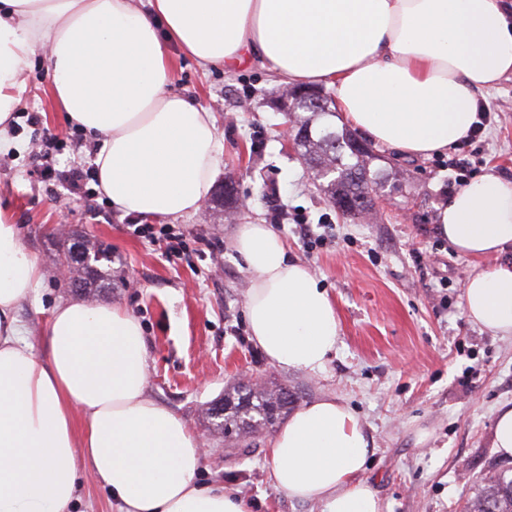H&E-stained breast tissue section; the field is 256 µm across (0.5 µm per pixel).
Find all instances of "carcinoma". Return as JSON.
<instances>
[{"label": "carcinoma", "mask_w": 512, "mask_h": 512, "mask_svg": "<svg viewBox=\"0 0 512 512\" xmlns=\"http://www.w3.org/2000/svg\"><path fill=\"white\" fill-rule=\"evenodd\" d=\"M288 108L297 121L294 146L314 173L328 179L325 192L329 198L355 202L353 217L370 211L367 193L383 183L379 174L370 170L374 155L364 141L346 129L336 130L329 121L336 116L332 109L294 100L288 102ZM77 245L87 260L75 261L66 255L74 273L71 284L77 292L97 295L112 285V252L85 238ZM298 401V394L282 385L271 383L258 390L238 383L224 392L222 410L210 406L207 414L212 429L224 435L225 441L237 444L273 427ZM479 483V492L467 501L465 512H512V475L508 470L492 468L480 475Z\"/></svg>", "instance_id": "obj_1"}]
</instances>
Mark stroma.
<instances>
[{"mask_svg": "<svg viewBox=\"0 0 512 512\" xmlns=\"http://www.w3.org/2000/svg\"><path fill=\"white\" fill-rule=\"evenodd\" d=\"M174 62L173 90L217 118L219 178L234 183L245 205L230 217L216 206L174 220L187 248L171 257L164 245L134 234L132 216L115 211L94 179L78 189L45 179L47 169H94L96 143L56 112L42 54L28 63L29 93L12 125L15 146L0 152V207L11 211L43 273L40 288L16 311L36 352L46 351L53 307L74 296L59 273L68 244L57 231L64 225L111 249L112 291L99 301L140 321L149 396L207 438L200 482L240 491L254 512H321L272 485V431L230 448L210 427L205 409L251 373L299 388L303 402L335 395L351 407L374 440L363 477L385 512H461L480 474L501 460L492 426L498 408L512 404V338L469 321L465 276L485 262L460 256L434 232L457 174L450 155L415 160L373 144L372 166L385 175L379 216L366 223L341 215L280 135L286 116L274 105V74L256 66L204 71L179 53ZM480 100L492 121L463 152L469 176L493 172L511 180L512 79ZM48 132L58 140L47 148ZM248 222L272 225L335 303L337 349L320 372L278 369L248 339L249 275L231 248L238 225ZM303 224L314 229L312 246L302 243ZM419 428L430 433L421 445Z\"/></svg>", "mask_w": 512, "mask_h": 512, "instance_id": "obj_1", "label": "stroma"}]
</instances>
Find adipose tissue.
<instances>
[{"label":"adipose tissue","mask_w":512,"mask_h":512,"mask_svg":"<svg viewBox=\"0 0 512 512\" xmlns=\"http://www.w3.org/2000/svg\"><path fill=\"white\" fill-rule=\"evenodd\" d=\"M201 69L258 64L279 83L324 86L345 122L429 157L467 140L478 94L512 75L502 0H0V150L42 52L64 122L100 138L98 190L125 215L198 212L219 172L216 118L173 92L171 48ZM437 235L460 255L512 247V180L487 173L439 210ZM232 247L250 284V340L275 367L324 368L339 336L318 277L267 224ZM42 271L0 209V512H74L91 475L118 512H252L248 498L199 483L205 450L147 392L138 319L120 307L59 302L38 355L14 316ZM464 308L512 338V263L468 274ZM372 436L333 395L296 411L269 447L270 478L322 512H383L363 479Z\"/></svg>","instance_id":"1"}]
</instances>
